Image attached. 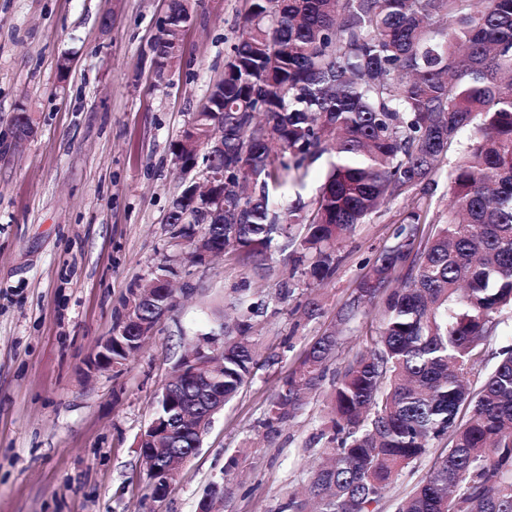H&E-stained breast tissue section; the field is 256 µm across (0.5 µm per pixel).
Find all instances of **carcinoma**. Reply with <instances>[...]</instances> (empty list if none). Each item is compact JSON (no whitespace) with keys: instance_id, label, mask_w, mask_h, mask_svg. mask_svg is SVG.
I'll return each mask as SVG.
<instances>
[{"instance_id":"1","label":"carcinoma","mask_w":512,"mask_h":512,"mask_svg":"<svg viewBox=\"0 0 512 512\" xmlns=\"http://www.w3.org/2000/svg\"><path fill=\"white\" fill-rule=\"evenodd\" d=\"M233 56L208 100L172 143L173 156L224 165V223L199 224L176 201L172 225H200L192 252L244 266L289 252L293 270L323 280L357 224L428 180L448 154V220L424 242L398 234L337 313L345 326L382 298L366 350L344 362L327 396L330 462L279 512H378L386 489L434 442L446 453L398 512H512V347L489 353L512 309V0H249ZM191 19L171 0L151 45L168 71ZM331 157L319 194L285 202L310 166ZM404 272L402 286L387 289ZM143 286L128 302L153 316ZM224 324L229 403L251 379L249 332L259 306L237 299ZM316 338L270 401L264 427L295 419L338 355ZM497 361L478 384L469 375ZM209 405L185 381L155 416Z\"/></svg>"}]
</instances>
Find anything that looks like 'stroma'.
I'll use <instances>...</instances> for the list:
<instances>
[{"label":"stroma","instance_id":"35a3bbf8","mask_svg":"<svg viewBox=\"0 0 512 512\" xmlns=\"http://www.w3.org/2000/svg\"><path fill=\"white\" fill-rule=\"evenodd\" d=\"M169 0H0V512H277L325 457L326 393L267 436L271 398L308 345L334 328L336 311L365 268L394 242L410 212L418 229L448 219V167L356 225L336 269L316 282L241 266L233 256L177 261L166 217L183 188L171 144L212 83L223 77L246 0H193L177 63L164 76L150 46ZM69 58L68 73L58 62ZM34 135L9 138L19 109ZM174 265L178 302L120 373L89 361L126 312L132 289ZM293 292L280 295V275ZM263 298L251 341L260 368L177 473L150 496L137 447L161 387L199 334L235 314L239 294ZM319 296L322 311L304 306ZM431 448L386 490L380 512L430 470ZM236 465H229V458Z\"/></svg>","mask_w":512,"mask_h":512}]
</instances>
